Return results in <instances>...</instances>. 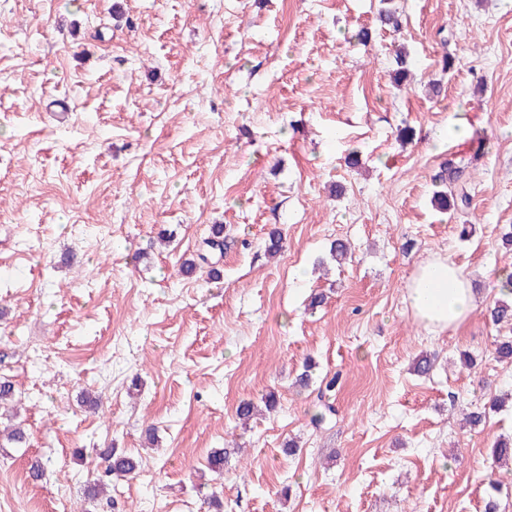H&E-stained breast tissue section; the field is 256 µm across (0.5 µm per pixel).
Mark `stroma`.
Returning <instances> with one entry per match:
<instances>
[{
    "instance_id": "1",
    "label": "stroma",
    "mask_w": 512,
    "mask_h": 512,
    "mask_svg": "<svg viewBox=\"0 0 512 512\" xmlns=\"http://www.w3.org/2000/svg\"><path fill=\"white\" fill-rule=\"evenodd\" d=\"M450 161L471 204L443 214ZM215 224L219 276L181 274ZM511 225L512 0H0V429L28 435L0 437V512H87L107 448L139 467L97 512H484L493 483L512 512V465L489 467L512 408L462 424L512 391V323L487 319ZM437 254L477 294L440 333L405 302ZM459 171L452 162L443 165L441 171L436 176L439 185L443 187L437 190L433 196V205L440 210H448V184H453L458 180Z\"/></svg>"
}]
</instances>
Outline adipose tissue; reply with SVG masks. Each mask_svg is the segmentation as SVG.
<instances>
[{"label": "adipose tissue", "mask_w": 512, "mask_h": 512, "mask_svg": "<svg viewBox=\"0 0 512 512\" xmlns=\"http://www.w3.org/2000/svg\"><path fill=\"white\" fill-rule=\"evenodd\" d=\"M405 299L416 320L443 332L466 321L475 295L461 267L438 257L418 266L407 283Z\"/></svg>", "instance_id": "obj_1"}]
</instances>
